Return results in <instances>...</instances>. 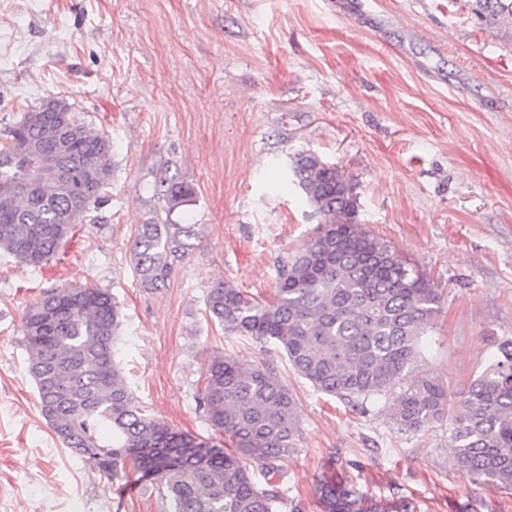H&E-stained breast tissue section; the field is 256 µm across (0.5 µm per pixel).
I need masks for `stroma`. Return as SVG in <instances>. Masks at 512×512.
Segmentation results:
<instances>
[{"label":"stroma","instance_id":"35a3bbf8","mask_svg":"<svg viewBox=\"0 0 512 512\" xmlns=\"http://www.w3.org/2000/svg\"><path fill=\"white\" fill-rule=\"evenodd\" d=\"M51 97L109 136L112 179L46 265L0 251V512H172L158 480L101 477L41 415L22 315L85 283L115 297L117 362L176 431L214 436L196 406L211 355L288 382L301 435L279 463L282 512H322L317 485L344 476L382 512H512V486L457 466L447 423L407 432L383 408L358 414L205 312L220 283L270 301L278 257L316 235L285 180L310 149L354 179L359 223L438 290L418 368L466 392L512 337V41L465 0H0V138ZM163 175L193 188L190 205L166 212ZM152 219L200 227L159 291L132 265Z\"/></svg>","mask_w":512,"mask_h":512}]
</instances>
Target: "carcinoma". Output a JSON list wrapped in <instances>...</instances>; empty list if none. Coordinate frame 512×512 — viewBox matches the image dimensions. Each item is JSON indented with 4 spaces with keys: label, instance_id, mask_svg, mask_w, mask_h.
I'll use <instances>...</instances> for the list:
<instances>
[{
    "label": "carcinoma",
    "instance_id": "cac0c4a2",
    "mask_svg": "<svg viewBox=\"0 0 512 512\" xmlns=\"http://www.w3.org/2000/svg\"><path fill=\"white\" fill-rule=\"evenodd\" d=\"M486 30L512 38V0H468ZM55 114H25L0 147V194L33 173L35 190L0 217V250L40 266L55 256L76 225L59 224L74 204L57 176L54 149L66 125L76 140L74 184L81 212L112 178L109 138L93 131L72 104ZM291 182L322 217L318 234L277 261L269 303L229 284L213 288L209 317L229 336L273 342L293 372L314 390L365 412L383 404L406 430L448 420L457 465L473 477L512 485V338L448 415V391L430 374L414 375L421 336L440 311L429 279L357 222L356 184L311 150L290 158ZM155 194L171 212L193 189L165 178ZM195 224L150 220L135 231L134 272L149 290L166 287L197 246ZM120 309L112 294L89 284L53 289L25 307L22 341L41 414L56 438L112 480L130 470L164 482L173 512H281L273 481L278 462L300 435L292 388L266 363L213 355L196 396L198 409L224 444L174 432L136 400L116 361ZM399 393H394L397 386ZM260 466L257 479L250 463ZM323 512H379L351 478L317 487Z\"/></svg>",
    "mask_w": 512,
    "mask_h": 512
}]
</instances>
